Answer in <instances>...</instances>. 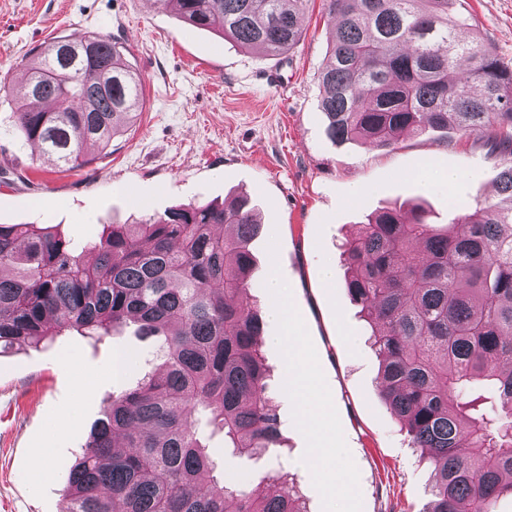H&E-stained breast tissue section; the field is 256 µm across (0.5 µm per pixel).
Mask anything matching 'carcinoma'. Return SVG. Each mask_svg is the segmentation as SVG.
Here are the masks:
<instances>
[{
	"label": "carcinoma",
	"mask_w": 512,
	"mask_h": 512,
	"mask_svg": "<svg viewBox=\"0 0 512 512\" xmlns=\"http://www.w3.org/2000/svg\"><path fill=\"white\" fill-rule=\"evenodd\" d=\"M308 0H169L187 24L267 55L301 40ZM334 30L318 74L326 135L380 147L456 128L499 155V199L387 208L342 244L345 288L380 358V395L434 466L426 512H496L512 498V66L458 0H327ZM48 43L21 65L10 132L79 168L142 108L139 74L115 37ZM230 229L217 235L213 227ZM262 224L246 196L109 224L93 258L36 224H0V353L76 330L110 338L127 322L163 358L112 396L66 476L60 512H308L288 474L227 481L206 433L261 456L280 443L261 312L247 301ZM466 445L467 452L459 451Z\"/></svg>",
	"instance_id": "obj_1"
}]
</instances>
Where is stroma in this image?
I'll list each match as a JSON object with an SVG mask.
<instances>
[{"mask_svg":"<svg viewBox=\"0 0 512 512\" xmlns=\"http://www.w3.org/2000/svg\"><path fill=\"white\" fill-rule=\"evenodd\" d=\"M460 3L512 64V0ZM301 24L294 50L268 56L189 26L163 0H0V81L16 82L21 63L51 38L93 31L126 42L143 85L136 123L74 170L9 135L12 99L1 95L0 168L15 177L0 184V224H45L89 250L104 225L249 196L263 224L251 300L268 311L275 298L267 284L281 280L300 354L292 361L263 343L281 443L248 458L213 436L225 478L256 483L288 471L310 512H425L432 467L409 448L378 392L379 359L344 287L340 245L384 206L421 203L444 224L449 199L496 198L500 159L485 138L452 128L406 134L390 148L332 142L317 79L332 43L323 0H310ZM448 169L462 176L457 191L425 186L422 173ZM354 181L364 188L357 197ZM136 348L148 353L152 344L130 323L110 339L68 330L0 355V512H59L65 476L94 424L147 366L118 367ZM295 371L311 379L307 403L325 405L313 433L306 412L282 398ZM316 440L324 452L310 464ZM324 471L336 488L321 482Z\"/></svg>","mask_w":512,"mask_h":512,"instance_id":"1","label":"stroma"}]
</instances>
